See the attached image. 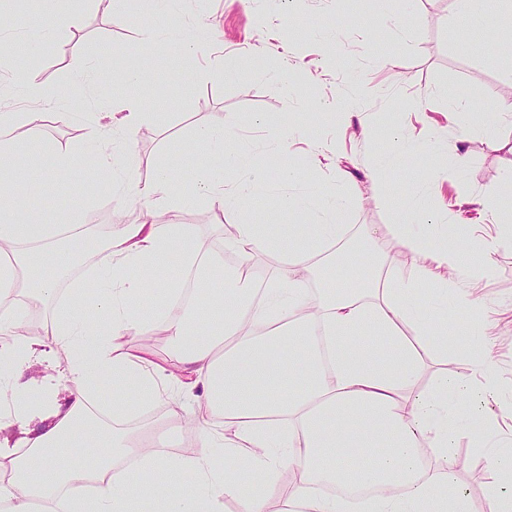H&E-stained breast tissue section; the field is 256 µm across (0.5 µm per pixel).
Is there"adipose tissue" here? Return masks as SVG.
Instances as JSON below:
<instances>
[{"label": "adipose tissue", "mask_w": 512, "mask_h": 512, "mask_svg": "<svg viewBox=\"0 0 512 512\" xmlns=\"http://www.w3.org/2000/svg\"><path fill=\"white\" fill-rule=\"evenodd\" d=\"M145 117L140 102H127L117 122L90 131L88 150L128 139ZM39 119L36 112H0V198L12 201L11 214L0 216V512H223L228 500L236 512H269L273 498L280 512H471L468 499L448 487V455L457 433L474 422L472 397L494 394L497 381L482 349L469 355L479 382L445 372L415 387L423 350L448 349V313L429 315L421 286L440 300L472 303L456 289L465 270L461 249L424 231L427 214L411 209L404 223L384 227L409 265L388 269L376 261L367 281L338 284L314 305L307 281L316 266L298 257L287 258L286 270L256 290L255 252L280 251L277 227L236 225L229 244L238 263L222 286L200 279V298L223 311L206 321L198 305H178L182 282L161 275L160 267L175 253L185 271L201 272L220 254L204 247L190 225L153 222L151 205L166 200L167 176L138 185L131 167L104 154L102 165L118 167L124 190H138L147 205L139 223L95 240L91 286H77L62 300L55 278L42 271L50 266L57 276L69 275L94 231L43 223L25 204L40 184L16 187L3 178L21 162L18 136L39 139ZM196 139L213 165L180 207L204 196L219 209H239L293 178L234 149L223 124L200 127ZM281 202L325 216L320 224L289 225V237L311 233L319 252L335 246V254L324 252L327 265L345 254L346 198L331 192L285 195ZM33 296L55 303V318L44 332L23 335ZM143 299L154 304L155 316L139 312ZM87 307L108 315V331L81 318ZM368 327L382 347L362 344ZM157 329L170 341L167 360L126 348V336ZM35 362L45 368L38 378L28 374ZM103 379L112 383L113 416L135 400L166 401L168 418L193 432L192 446L172 450L151 426L134 434L93 417L90 397ZM78 437L99 451L90 486L62 455ZM360 455L364 464L352 468ZM185 472L192 485L168 495L169 478ZM324 483L372 484L378 491L355 500L317 493Z\"/></svg>", "instance_id": "1"}]
</instances>
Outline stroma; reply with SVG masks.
<instances>
[{
  "instance_id": "stroma-1",
  "label": "stroma",
  "mask_w": 512,
  "mask_h": 512,
  "mask_svg": "<svg viewBox=\"0 0 512 512\" xmlns=\"http://www.w3.org/2000/svg\"><path fill=\"white\" fill-rule=\"evenodd\" d=\"M77 26L61 28L40 50L30 47L28 25L44 26L35 0H10L8 12L18 24L0 37L15 62L33 66L55 98L33 104L17 96L9 72H0V112L36 110L44 115L42 138L19 139L24 153L14 184L44 179L42 195L31 200L49 224H70L82 202L94 215L125 213L136 222L145 201L124 191L113 173L101 166L86 140L95 125L110 121L128 100L143 102L149 117L132 134L128 163L140 183H149L180 158L169 187L171 198L186 192L187 178H198L210 165L204 146L194 140L197 126L226 119L238 149L267 162L278 156L291 170L290 193L316 189L360 199L345 215L351 234L366 237L401 219L402 209L420 204L432 213L433 233L466 249L470 262L480 261L486 241L498 237L512 217V197L497 196L504 173L512 169V122L496 137L484 128L496 115L488 104L512 92V55L502 54L496 39H512V14L493 9L487 27H472L438 0H391V23H384L372 0H172L171 13L159 18L125 0H74ZM163 24L176 31L150 49V64L133 82L125 72L140 49L137 27ZM466 51H459V42ZM93 59L100 81L78 100L71 61ZM359 95L356 115L342 121L336 99ZM472 104L467 126L448 121V102ZM420 143L422 150L384 182L389 195L377 204L367 195V174L375 160L395 149L397 137ZM51 145L71 150L66 177L51 180ZM469 152L460 176L472 203L459 202L453 180L440 178L437 163L448 150ZM496 194L486 210L482 200ZM196 226L202 240L218 242L221 226L273 221L281 227L317 224L320 213L281 207L276 193L249 201L245 208L223 211L209 200L190 209L154 208L157 223L172 219ZM458 287L472 288L476 303L448 315L449 329H463L468 345L489 347L490 368L498 379L496 393L474 397L473 404L492 428L482 424L456 435L448 459L454 484L468 497L472 512H490L500 479L496 453L512 451V248L499 249L479 281L465 276Z\"/></svg>"
}]
</instances>
